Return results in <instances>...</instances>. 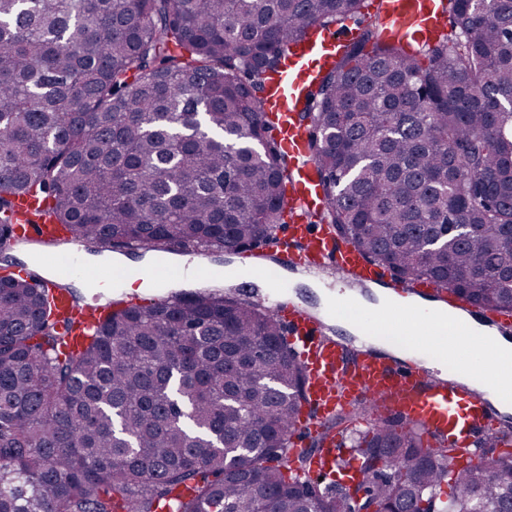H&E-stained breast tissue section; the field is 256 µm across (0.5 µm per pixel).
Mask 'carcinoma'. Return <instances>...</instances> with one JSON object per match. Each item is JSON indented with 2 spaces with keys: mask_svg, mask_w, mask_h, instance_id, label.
<instances>
[{
  "mask_svg": "<svg viewBox=\"0 0 512 512\" xmlns=\"http://www.w3.org/2000/svg\"><path fill=\"white\" fill-rule=\"evenodd\" d=\"M364 0H0V230L29 194L74 241L233 251L284 223L263 104L285 49L356 18L298 101L317 219L410 284L512 311V0H447L412 51ZM201 123L207 137L179 133ZM236 134L245 150L224 148ZM49 288L0 275V512H512V455L359 404L361 482L289 466L304 397L281 324L221 294L116 308L76 356ZM450 492L442 497L441 485Z\"/></svg>",
  "mask_w": 512,
  "mask_h": 512,
  "instance_id": "carcinoma-1",
  "label": "carcinoma"
}]
</instances>
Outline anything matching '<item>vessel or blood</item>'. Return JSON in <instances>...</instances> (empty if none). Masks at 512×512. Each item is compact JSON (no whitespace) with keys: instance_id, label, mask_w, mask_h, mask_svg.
Wrapping results in <instances>:
<instances>
[{"instance_id":"obj_1","label":"vessel or blood","mask_w":512,"mask_h":512,"mask_svg":"<svg viewBox=\"0 0 512 512\" xmlns=\"http://www.w3.org/2000/svg\"><path fill=\"white\" fill-rule=\"evenodd\" d=\"M383 10L392 35L412 47L427 44L443 22L441 0H384ZM348 39L345 32L306 35L297 50L288 52L274 81L266 104L277 112L280 146L290 157L284 201L288 222L271 244L275 263L255 253L247 275L265 281L266 292L249 294L248 299L282 322L286 340L305 369L307 398L290 436L292 454L310 456L313 474L351 486L358 482L359 471L340 466L343 443L335 433L326 432L325 424L359 402L375 401L380 413L410 422L435 445L474 448L481 436L495 433L501 425L500 406L512 405V387L506 383L512 375V354L499 343L512 335V312L473 306L427 278L401 286L384 265L341 240L331 225L312 223L311 212L324 207L325 201L314 182L313 164L306 159V130L294 103L304 84ZM62 236L61 226L49 220L22 223L11 236L0 239V249L30 245L36 255L32 276H39L48 263L60 280L79 270L85 280L111 287L120 306L127 303L122 287L132 277L167 283L190 276L209 284L225 276L205 251L194 249L184 265L160 260L132 274L115 271L88 264L78 245L54 252ZM288 270L308 277L332 275L323 311H311L295 301L284 276ZM355 285L403 289L417 303L373 311L355 303L350 292ZM330 318L360 325L367 347L354 348L329 336ZM422 357L438 362L447 378L421 367Z\"/></svg>"}]
</instances>
